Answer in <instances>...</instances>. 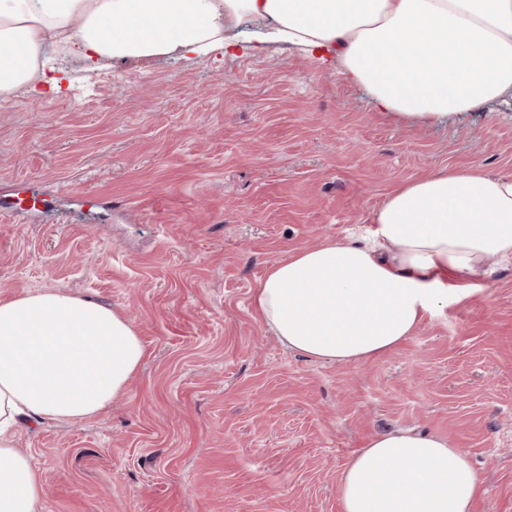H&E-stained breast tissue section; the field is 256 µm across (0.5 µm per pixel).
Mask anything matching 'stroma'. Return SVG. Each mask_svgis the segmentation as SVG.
I'll use <instances>...</instances> for the list:
<instances>
[{
  "label": "stroma",
  "instance_id": "1",
  "mask_svg": "<svg viewBox=\"0 0 512 512\" xmlns=\"http://www.w3.org/2000/svg\"><path fill=\"white\" fill-rule=\"evenodd\" d=\"M51 60L60 94L0 102V299L124 311L147 355L96 417L20 427L39 512H340L345 465L399 427L469 452L473 512H512V261L357 363L286 350L251 304L276 261L368 235L397 186L512 172V106L378 112L286 44Z\"/></svg>",
  "mask_w": 512,
  "mask_h": 512
}]
</instances>
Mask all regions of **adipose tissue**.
I'll return each mask as SVG.
<instances>
[{
	"mask_svg": "<svg viewBox=\"0 0 512 512\" xmlns=\"http://www.w3.org/2000/svg\"><path fill=\"white\" fill-rule=\"evenodd\" d=\"M287 43L360 86L380 112L433 120L512 101V0H0V101L51 77L50 40L88 59L200 56ZM365 242L324 240L275 262L255 288L260 321L307 358H377L461 298L486 262L512 260V174L451 169L386 195ZM146 348L114 309L54 290L0 300V512H38L42 479L19 423L93 417L125 395ZM481 485L465 449L398 429L343 469L341 512H472Z\"/></svg>",
	"mask_w": 512,
	"mask_h": 512,
	"instance_id": "obj_1",
	"label": "adipose tissue"
}]
</instances>
